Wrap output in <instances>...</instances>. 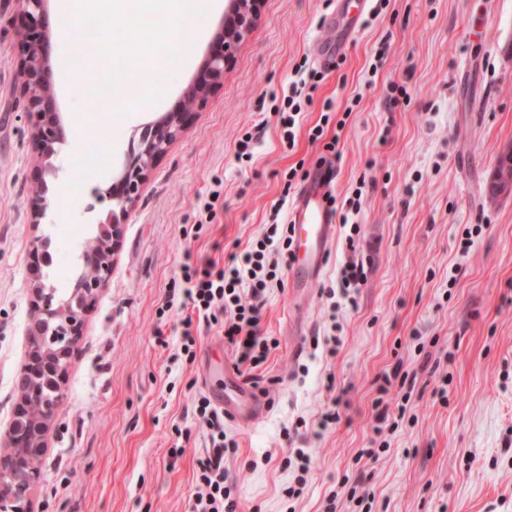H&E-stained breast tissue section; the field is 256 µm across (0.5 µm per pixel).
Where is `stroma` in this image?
Instances as JSON below:
<instances>
[{
    "instance_id": "obj_1",
    "label": "stroma",
    "mask_w": 512,
    "mask_h": 512,
    "mask_svg": "<svg viewBox=\"0 0 512 512\" xmlns=\"http://www.w3.org/2000/svg\"><path fill=\"white\" fill-rule=\"evenodd\" d=\"M192 65L163 82L159 104L117 116L144 77L132 70L106 104L65 80L55 58L58 113L69 134L46 178L48 207L32 226L28 201L35 158L14 90V0H0V427L12 417L16 376L31 322L34 237L63 254L42 281L70 294L82 254L110 208L97 189L119 174L133 144L192 82L223 17L226 0H207ZM336 0H263L255 29L239 44L224 85L150 174L124 227L112 276L88 313L69 365L66 397L42 463L33 512H191L204 456L191 402L205 391L206 363L235 367L274 405L252 426L225 421L224 466L236 484L237 512H324L344 476L364 471L367 500L341 512H512V195L489 199L496 159L512 144V0H388L364 14L360 31L325 68L295 148L283 143L271 94L302 61L317 67ZM407 90L392 107L390 83ZM326 139L340 154L332 194L360 196V235L336 230L323 285L348 261L367 279L356 305L332 309L314 293L303 330L291 327L290 293L272 290L264 335L279 346L251 369L218 329L201 332L194 359L179 340L183 312L163 311L185 261L225 260L260 238L279 207L285 174L314 170L311 143L324 101ZM255 132L254 158L239 162L236 142ZM221 196L211 223L197 204ZM337 336L335 358L312 336ZM416 370L398 427L377 429L379 379L396 361ZM343 396L342 420L319 430L320 412ZM192 435L178 436V428ZM385 440L379 460L363 449ZM311 456L300 498H288L282 463L289 449Z\"/></svg>"
}]
</instances>
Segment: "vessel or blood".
Returning a JSON list of instances; mask_svg holds the SVG:
<instances>
[{"label": "vessel or blood", "instance_id": "b4317fda", "mask_svg": "<svg viewBox=\"0 0 512 512\" xmlns=\"http://www.w3.org/2000/svg\"><path fill=\"white\" fill-rule=\"evenodd\" d=\"M343 36L321 45L319 57L329 61L338 55L356 33L353 20L342 26ZM333 175L320 169L303 187L288 207V223L293 239V254L289 261L292 304L313 294L316 284L323 277L329 254L336 235L335 216L328 203V187ZM217 405L223 408L225 419L249 424L258 420L263 411L242 384L232 369L224 371V389L214 392Z\"/></svg>", "mask_w": 512, "mask_h": 512}]
</instances>
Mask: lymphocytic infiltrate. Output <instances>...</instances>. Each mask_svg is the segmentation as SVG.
I'll return each mask as SVG.
<instances>
[{
    "label": "lymphocytic infiltrate",
    "instance_id": "1",
    "mask_svg": "<svg viewBox=\"0 0 512 512\" xmlns=\"http://www.w3.org/2000/svg\"><path fill=\"white\" fill-rule=\"evenodd\" d=\"M294 74L276 108L283 138L290 146L295 143L298 118L312 105L324 79L322 72L303 62L296 65ZM290 247L288 225L273 223L248 249L231 255L228 263L208 260L182 265L183 291L168 292L165 306L185 313L180 348L187 357L195 355L191 327L199 322L222 329L236 350L238 363L255 368L267 360L276 342L262 333L263 309L271 290L284 285L277 276L278 259ZM192 415L206 448L196 474L198 492L192 512H237L235 485L224 468V411L201 395L193 402Z\"/></svg>",
    "mask_w": 512,
    "mask_h": 512
}]
</instances>
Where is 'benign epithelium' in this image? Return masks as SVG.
Wrapping results in <instances>:
<instances>
[{"instance_id":"7a95c632","label":"benign epithelium","mask_w":512,"mask_h":512,"mask_svg":"<svg viewBox=\"0 0 512 512\" xmlns=\"http://www.w3.org/2000/svg\"><path fill=\"white\" fill-rule=\"evenodd\" d=\"M18 104L26 114L30 145L37 158L29 206L32 223L42 219L45 162L66 137L57 113L51 80V33L46 21L47 0H17ZM261 0H228L222 27L213 39L193 81L180 100L149 125L131 150L119 177L102 196L112 208L88 244L86 271L64 301L32 282L33 319L26 334V357L18 372L17 400L0 451V512H31L32 494L42 475L48 435L65 396L70 359L85 331V319L112 274L121 246L124 224L142 196L156 162L183 133L195 110L224 83L234 50L257 25ZM494 196L512 192V147L499 156L491 179Z\"/></svg>"}]
</instances>
